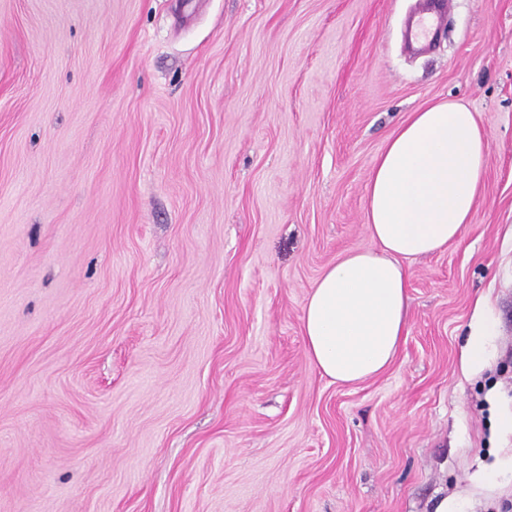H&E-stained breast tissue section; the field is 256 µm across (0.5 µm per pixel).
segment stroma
I'll use <instances>...</instances> for the list:
<instances>
[{
  "instance_id": "obj_1",
  "label": "stroma",
  "mask_w": 512,
  "mask_h": 512,
  "mask_svg": "<svg viewBox=\"0 0 512 512\" xmlns=\"http://www.w3.org/2000/svg\"><path fill=\"white\" fill-rule=\"evenodd\" d=\"M0 0V512H512V0ZM488 135L379 376L303 306L412 112ZM498 322L463 365L477 308ZM442 9L437 11H428L426 16L420 15L408 27V40L416 47H426L430 44L432 33L440 27L444 19L446 2H439Z\"/></svg>"
}]
</instances>
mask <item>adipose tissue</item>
<instances>
[{"label": "adipose tissue", "mask_w": 512, "mask_h": 512, "mask_svg": "<svg viewBox=\"0 0 512 512\" xmlns=\"http://www.w3.org/2000/svg\"><path fill=\"white\" fill-rule=\"evenodd\" d=\"M487 135L475 112L448 100L411 113L386 140L366 194L371 247L343 253L318 278L302 314L306 353L340 383L380 375L407 323L406 261L460 243L485 186ZM497 333L478 312L465 348L482 369Z\"/></svg>", "instance_id": "ef3b65f1"}]
</instances>
